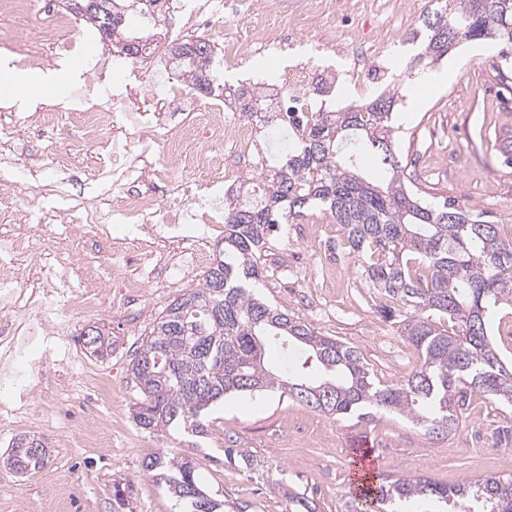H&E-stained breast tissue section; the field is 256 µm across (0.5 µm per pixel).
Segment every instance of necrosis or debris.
I'll return each instance as SVG.
<instances>
[{
    "label": "necrosis or debris",
    "mask_w": 512,
    "mask_h": 512,
    "mask_svg": "<svg viewBox=\"0 0 512 512\" xmlns=\"http://www.w3.org/2000/svg\"><path fill=\"white\" fill-rule=\"evenodd\" d=\"M44 0H0V44L16 40L18 27L37 21L35 36L16 52L13 63L21 69L45 67L48 58L65 60L71 42L63 32L75 21L63 0L53 9ZM194 19L220 16L235 33L217 38L223 66L237 69L252 55L278 56L305 37L317 46H335L338 56L350 57L349 69L329 70L297 63L285 72L280 86L300 112H322L332 93L354 90L365 95L368 85L385 75L382 44L389 23L376 30L360 24L336 26V0H296L289 23H276L260 8H242L239 0H195ZM143 51L156 64L154 90L143 96L124 70H113L108 59L96 62L99 80H111L112 105L90 96L57 111L38 106L27 112L24 123L43 134L65 126L69 144L53 152L49 165L53 180L66 185L74 173V160L84 156L86 183L100 186L102 208L85 217L70 210L49 209L38 196L22 195L15 206L0 207V223L10 224L35 212L36 225L23 226L10 238L9 249L33 259L45 275L43 304L48 316L34 322L0 329V383H8L16 367L39 348L55 344L62 360L79 363L65 332L74 318L99 313L145 288L180 287L210 260V239L224 234V209L219 200L230 170L252 166L259 131L243 118L234 95L218 91L203 97L185 80L169 78L170 54L155 37L143 41ZM125 133V148H136V165L107 163L98 152L106 132ZM92 237L101 250L79 253L80 241ZM113 262L112 292H105L99 277L102 256ZM83 269L81 287L66 277L73 262Z\"/></svg>",
    "instance_id": "4bbe7bcc"
}]
</instances>
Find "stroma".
I'll list each match as a JSON object with an SVG mask.
<instances>
[{"mask_svg":"<svg viewBox=\"0 0 512 512\" xmlns=\"http://www.w3.org/2000/svg\"><path fill=\"white\" fill-rule=\"evenodd\" d=\"M437 7L436 0H425L412 32L389 42L393 74L417 62L428 35L423 20ZM471 47L460 42L446 59L426 65L437 83L410 78L402 85L393 115L395 149L405 178L438 198L469 206L496 225L503 239L512 240V75H500L502 43H493L483 56L471 55ZM286 63L283 57L255 55L247 68L225 72L224 84L275 90ZM22 115L17 108L0 112V127L12 128L17 143L15 165L0 164V194L14 195L23 187L64 206L48 175L27 173L30 155L46 153L47 141L19 126ZM306 224L331 225L333 236L320 245L302 239L298 230ZM267 261L279 273L265 280L261 297L354 347L375 381L394 383L422 365V353L399 338L406 308L370 288L349 252L344 229L329 214L310 209L292 220L287 237L271 242ZM325 263L342 268L347 280L329 317L319 310L321 297L310 285ZM181 290L149 291L125 306L74 320L71 338L89 324L106 326L117 336L112 356L87 357L85 375L74 379L79 386L85 376H104L111 394L105 400L87 397L74 408L48 406L19 426H0V512H177L174 498L144 469L145 460L162 451L192 457L209 493L234 512H287L290 487L306 492L316 512H353L356 451L348 442L357 436L369 440L380 458L379 471L369 476L376 486L418 476L448 485L488 474L512 479V460L499 461L492 454L496 448L512 453V442L502 435L503 427H512V409L477 391L468 392L457 409L456 427L444 438L425 435L392 413L336 418L276 392L225 397L212 408L204 437L182 442L150 437L132 418L141 393L131 361ZM66 373L53 356L43 357L16 372L14 393L40 395ZM91 417L111 426L105 446L64 436L65 426ZM23 433L40 435L48 455L43 468L22 474L5 459L13 439ZM228 448L245 452L247 464L226 463ZM117 486L124 491L120 502L113 496Z\"/></svg>","mask_w":512,"mask_h":512,"instance_id":"stroma-1","label":"stroma"}]
</instances>
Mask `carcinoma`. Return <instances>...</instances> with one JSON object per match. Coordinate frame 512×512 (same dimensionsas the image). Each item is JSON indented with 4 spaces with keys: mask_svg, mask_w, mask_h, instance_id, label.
Listing matches in <instances>:
<instances>
[{
    "mask_svg": "<svg viewBox=\"0 0 512 512\" xmlns=\"http://www.w3.org/2000/svg\"><path fill=\"white\" fill-rule=\"evenodd\" d=\"M73 6L96 31L112 26L113 40L128 42L129 52L170 22L160 0H74ZM428 27L421 63L444 58L461 40L512 45V0H446ZM175 47L182 51L181 75L201 95L210 94L216 81L212 41L198 37ZM397 98L394 91L354 111L274 112L263 97L240 89L245 118L271 133L291 130L296 143L257 173L260 201L224 197V239L214 264L200 287L168 305L139 346L131 370L141 399L133 419L143 432L200 437L204 418L224 397L275 389L330 416L393 413L432 437L453 430L456 406L470 390L512 406V367L490 331L493 310L512 306V241L502 240L480 214L454 201L428 202L404 182L394 150ZM364 156L387 182L374 185L361 175ZM313 207L344 227L370 287L412 308L401 335L424 362L394 384H375L354 348L255 294L273 233ZM436 314L449 327L436 325ZM95 336L86 351L110 356L112 332L98 326ZM45 457L39 436L21 434L6 464L24 473L42 467ZM145 470L162 480L183 512H224V502L203 489L191 458L157 453ZM417 497H435L448 512H512V480L486 475L448 487L419 476L382 484L375 495L384 505ZM288 512H316V506L290 488Z\"/></svg>",
    "mask_w": 512,
    "mask_h": 512,
    "instance_id": "carcinoma-1",
    "label": "carcinoma"
}]
</instances>
